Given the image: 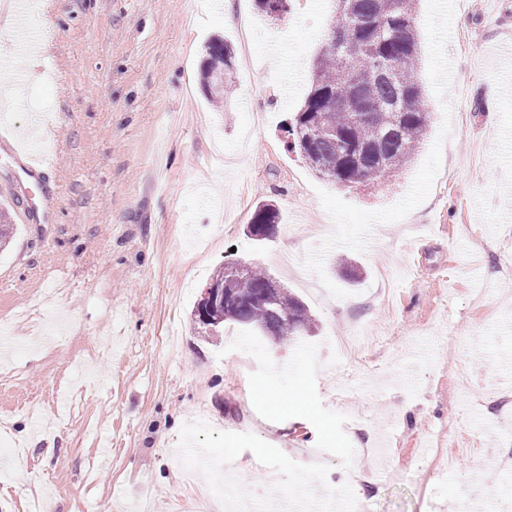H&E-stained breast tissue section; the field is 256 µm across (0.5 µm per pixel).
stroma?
Listing matches in <instances>:
<instances>
[{"label":"stroma","instance_id":"obj_1","mask_svg":"<svg viewBox=\"0 0 512 512\" xmlns=\"http://www.w3.org/2000/svg\"><path fill=\"white\" fill-rule=\"evenodd\" d=\"M41 37L6 134L41 130L57 157L37 194L54 223L0 251V512H250L289 491L369 512H497L512 394V0H417L418 79L431 113L417 154L345 187L289 151L334 0H22ZM237 21L224 22L225 9ZM53 26H44L43 15ZM234 49L233 93L209 100L201 63ZM280 211L275 238L246 227ZM362 277L337 274L338 259ZM261 266L317 328L288 345L229 325L198 333L201 288L225 261ZM372 335L358 358L332 336ZM500 392V393H501Z\"/></svg>","mask_w":512,"mask_h":512}]
</instances>
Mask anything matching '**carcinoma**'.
<instances>
[{
    "mask_svg": "<svg viewBox=\"0 0 512 512\" xmlns=\"http://www.w3.org/2000/svg\"><path fill=\"white\" fill-rule=\"evenodd\" d=\"M315 59L310 91L300 111L285 128L288 147L300 153L319 175L346 186L369 185L402 167L420 147L430 122L417 81L419 60L415 0H343ZM258 10L277 18L288 12L289 0H256ZM391 68L378 75L372 60ZM234 56L231 44L211 41L201 67L204 87L221 100L232 92ZM251 223L278 224V214L259 204ZM270 274L253 267L236 285L239 301L221 310L223 322L204 331L213 340L224 325L263 328L290 344L314 331L306 305L282 289L276 305L260 299Z\"/></svg>",
    "mask_w": 512,
    "mask_h": 512,
    "instance_id": "1",
    "label": "carcinoma"
}]
</instances>
